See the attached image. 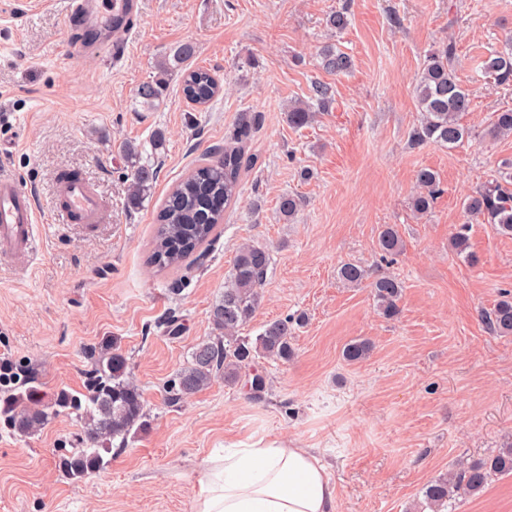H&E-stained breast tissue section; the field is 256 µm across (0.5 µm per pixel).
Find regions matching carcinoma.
<instances>
[{
  "label": "carcinoma",
  "instance_id": "1",
  "mask_svg": "<svg viewBox=\"0 0 512 512\" xmlns=\"http://www.w3.org/2000/svg\"><path fill=\"white\" fill-rule=\"evenodd\" d=\"M170 53L172 58L165 59L158 75L138 88L137 96L153 105L163 98L169 80L176 77L187 102L199 110L209 107L223 87L210 69L186 66L196 53L195 45L184 42ZM319 57L322 67L330 73L341 74L351 68L350 56L331 45L323 47ZM454 61L455 46L451 41L426 55L423 69L416 77L422 120L411 135L413 146L435 143L450 149L469 136L461 115L470 108L471 94L457 80ZM482 70L499 85L512 83V37L483 61ZM313 118L312 106L306 101H297L288 108V123L295 128L305 126ZM250 132V122L239 123L224 145L213 148V160L196 166L167 193L156 215L158 227L152 262L157 268L182 267L202 245L212 240L218 226L224 223V212L237 198L242 175L250 163L245 153ZM485 135L493 140L511 136L512 110L495 113ZM123 153L131 167L126 202L130 208L137 209L150 194L157 172L140 164L136 147L125 146ZM416 182L417 193L412 206L416 212L425 214L441 193L440 186L436 174L427 168L418 171ZM463 210L468 218L495 224L501 232L511 235L512 162L504 165L499 180L469 195L463 202ZM377 244L381 252L389 255L402 248L399 233L391 224L380 227ZM269 264L270 255L264 246L245 244L239 249L224 296L212 310L213 325L224 335L199 343L191 354V361L168 381L165 400L169 405L181 404L218 375L224 376L228 383L236 382L242 368L257 356L279 361L292 358V319L288 317L266 323L253 341L238 335L259 307ZM337 276L348 285H358L365 279V270L356 264L344 263ZM369 287L381 314L391 318L399 313L403 288L396 278L381 276ZM484 322L497 334L512 335V295L502 296L484 316ZM370 350L368 341L354 340L345 346L343 357L351 363L359 362ZM64 409L85 415L81 447L61 460V468L71 479H81L103 468L105 456L112 453L113 442L119 441L120 448L127 445L128 438L144 426L143 392L132 379L125 353L117 342L101 349L89 373L85 397L61 391L46 401L31 391L22 410L16 411L13 404L8 403L4 413L10 427L19 435L27 436ZM509 474H512V446L467 463L457 473L429 481L423 495L432 512H441L459 491L479 495L493 477Z\"/></svg>",
  "mask_w": 512,
  "mask_h": 512
}]
</instances>
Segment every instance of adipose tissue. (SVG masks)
I'll use <instances>...</instances> for the list:
<instances>
[{
	"instance_id": "obj_1",
	"label": "adipose tissue",
	"mask_w": 512,
	"mask_h": 512,
	"mask_svg": "<svg viewBox=\"0 0 512 512\" xmlns=\"http://www.w3.org/2000/svg\"><path fill=\"white\" fill-rule=\"evenodd\" d=\"M193 512H336L338 490L307 448H242L209 458Z\"/></svg>"
}]
</instances>
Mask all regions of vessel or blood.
I'll list each match as a JSON object with an SVG mask.
<instances>
[{
    "instance_id": "1",
    "label": "vessel or blood",
    "mask_w": 512,
    "mask_h": 512,
    "mask_svg": "<svg viewBox=\"0 0 512 512\" xmlns=\"http://www.w3.org/2000/svg\"><path fill=\"white\" fill-rule=\"evenodd\" d=\"M134 0H112L104 9L103 0H76L71 15L88 19L99 27L112 23L113 15L133 10ZM56 212L69 224L98 223L103 205L92 186L79 175L60 176L54 202ZM36 206L31 194L15 180L0 177V253L24 259L34 249Z\"/></svg>"
}]
</instances>
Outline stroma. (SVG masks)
Wrapping results in <instances>:
<instances>
[{
  "mask_svg": "<svg viewBox=\"0 0 512 512\" xmlns=\"http://www.w3.org/2000/svg\"><path fill=\"white\" fill-rule=\"evenodd\" d=\"M70 3L0 0V174L30 192L38 211L28 261L0 256V360L13 372L0 401L85 391L97 352L114 339L143 392L146 425L105 468L75 481L59 458L83 434L76 414L25 437L0 417V512H192L205 459L274 442L315 449L338 487L337 512H429L430 480L512 446V336L482 320L512 293V235L466 222L461 207L512 161V138L484 136L495 113L512 109V84L481 69L512 35V0H136L131 28L97 36L125 42L117 63L92 48L74 53L88 27L66 26ZM342 8L350 23L336 34L326 19ZM185 41L196 45L192 65L215 70L223 93L196 110L173 82L144 107L138 86ZM449 41L457 78L472 92L462 118L471 135L451 149L411 146L421 118L416 76ZM328 43L351 56L348 73L323 69L318 50ZM317 83L330 88L328 111L291 127L289 104L310 100ZM246 115L255 119L254 162L216 237L190 265L151 266L153 218L169 189ZM126 141L159 169L137 210L126 206ZM424 167L442 193L421 216L412 197ZM65 170L102 198L100 224H69L55 212ZM287 194L302 200L290 222L278 209ZM464 222L462 256L451 237ZM384 224L399 232L397 254L376 245ZM246 242L267 247L271 261L241 333L253 338L269 321L302 316L294 355L256 357L235 384L218 377L168 405L165 382L216 335L212 309ZM346 262L364 268L367 283L341 282ZM384 275L403 285L392 319L368 286ZM171 318L181 327L175 338ZM356 339L373 349L350 364L342 350ZM447 512H512V475L456 496Z\"/></svg>",
  "mask_w": 512,
  "mask_h": 512,
  "instance_id": "obj_1",
  "label": "stroma"
}]
</instances>
